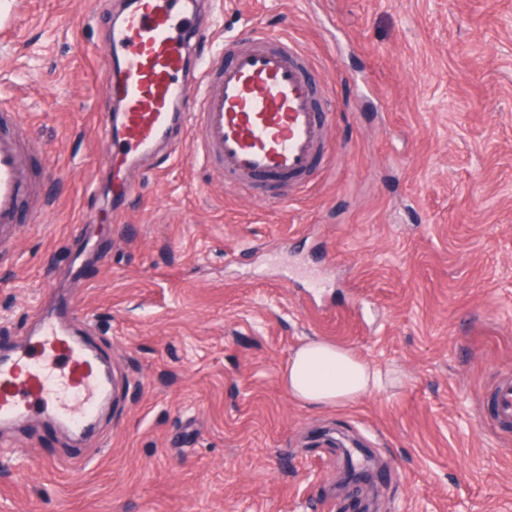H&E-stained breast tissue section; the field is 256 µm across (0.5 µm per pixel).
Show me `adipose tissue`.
<instances>
[{
	"label": "adipose tissue",
	"instance_id": "1",
	"mask_svg": "<svg viewBox=\"0 0 512 512\" xmlns=\"http://www.w3.org/2000/svg\"><path fill=\"white\" fill-rule=\"evenodd\" d=\"M289 394L313 406H342L384 388L383 372L351 349L322 339L302 344L282 370Z\"/></svg>",
	"mask_w": 512,
	"mask_h": 512
}]
</instances>
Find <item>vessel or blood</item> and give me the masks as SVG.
Returning <instances> with one entry per match:
<instances>
[{"instance_id": "b4317fda", "label": "vessel or blood", "mask_w": 512, "mask_h": 512, "mask_svg": "<svg viewBox=\"0 0 512 512\" xmlns=\"http://www.w3.org/2000/svg\"><path fill=\"white\" fill-rule=\"evenodd\" d=\"M218 0H121L112 15V141L109 178L116 203L136 186L125 172L158 166L181 151L194 126L195 149L228 187L277 201L299 195L323 163L327 114L307 52L288 34L250 30L221 37ZM0 111V234L21 222L30 185L12 127ZM30 346L0 347V428L41 411L81 436L112 395L99 353L63 319L33 306ZM495 425L512 428V373L496 386Z\"/></svg>"}]
</instances>
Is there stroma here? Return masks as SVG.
<instances>
[{"label": "stroma", "instance_id": "obj_1", "mask_svg": "<svg viewBox=\"0 0 512 512\" xmlns=\"http://www.w3.org/2000/svg\"><path fill=\"white\" fill-rule=\"evenodd\" d=\"M115 0H0V103L38 187L0 242V340L74 308L112 366L95 430L40 414L0 447V512H351L331 439L386 466L374 512H512V0H222L223 33L289 32L326 95L325 163L290 202L191 148L139 173L123 221L102 135ZM396 386L293 399L305 340ZM495 425L499 429H512V373L504 372L496 386Z\"/></svg>", "mask_w": 512, "mask_h": 512}]
</instances>
